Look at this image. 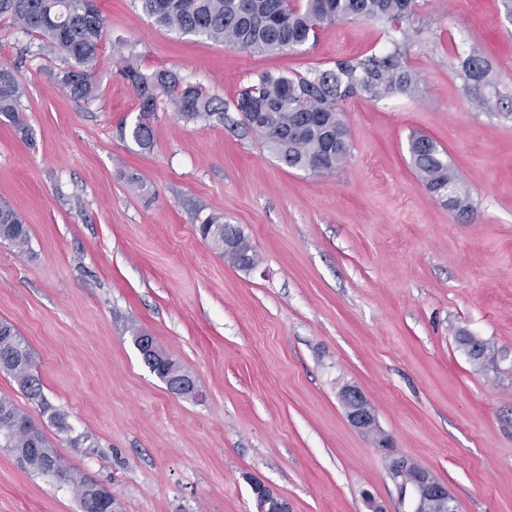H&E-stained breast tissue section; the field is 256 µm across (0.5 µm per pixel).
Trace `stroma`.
Here are the masks:
<instances>
[{"label":"stroma","instance_id":"35a3bbf8","mask_svg":"<svg viewBox=\"0 0 512 512\" xmlns=\"http://www.w3.org/2000/svg\"><path fill=\"white\" fill-rule=\"evenodd\" d=\"M95 3L105 28L90 103L57 81L62 55L0 19V64L22 80L30 129L22 137L0 116V200L31 237L26 255L0 242V319L91 447H71L4 372L0 396L122 512H255L252 477L289 512H368V493L406 512L394 454L446 483L459 512H512V18L500 0H424L427 33L407 50L418 96L345 99L350 154L323 174L285 166L237 112L192 125L165 101L151 150L121 139L139 115L123 57L230 101L263 71L390 51L395 32L339 22L301 50L261 55L160 27L137 0ZM472 54L491 83L465 77ZM413 134L447 151L471 218L422 186ZM210 213L243 231L256 268L230 266L200 238ZM136 331L199 397L168 390ZM464 333L486 343L484 365ZM346 384L369 398L393 453L349 423ZM0 512L82 509L71 488L0 448Z\"/></svg>","mask_w":512,"mask_h":512}]
</instances>
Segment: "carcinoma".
<instances>
[{
    "label": "carcinoma",
    "instance_id": "obj_1",
    "mask_svg": "<svg viewBox=\"0 0 512 512\" xmlns=\"http://www.w3.org/2000/svg\"><path fill=\"white\" fill-rule=\"evenodd\" d=\"M142 11L160 26L182 35L204 37L215 43L257 54L294 51L317 40L320 28L340 21L387 24L409 38L401 23L413 17L421 0H138ZM0 18L39 34L65 59L67 67L58 82L76 102L98 99L91 69L100 48L105 21L94 0H0ZM465 77L476 83L489 81L485 62L471 56L463 61ZM121 76L139 101V117L121 135L149 150L155 141L152 119L159 100L165 98L177 115L190 124H222L229 109L241 113L242 125L278 152L290 168L331 172L350 152L343 119V100L360 94L380 101L412 97L420 78L406 63L400 47L384 55L339 60L331 69L288 76L261 72L232 101L186 84L177 73L162 69L145 73L130 58H123ZM24 87L16 70L0 66V115L21 125L19 107ZM411 164L426 191L460 217L473 212L469 196L458 192V175L448 163V153L424 135L408 141ZM201 238L224 260L247 270L257 253L242 230L210 213L198 225ZM235 248L224 250V238ZM18 253L30 252L31 238L23 216L0 202V242ZM0 370L7 372L19 390L38 405L57 433L78 448L88 437L72 436V427L48 402L34 356L13 324L0 320ZM0 447L28 463L34 470L73 487L82 512H102L99 485L73 473L52 448L44 430L7 396H0Z\"/></svg>",
    "mask_w": 512,
    "mask_h": 512
}]
</instances>
